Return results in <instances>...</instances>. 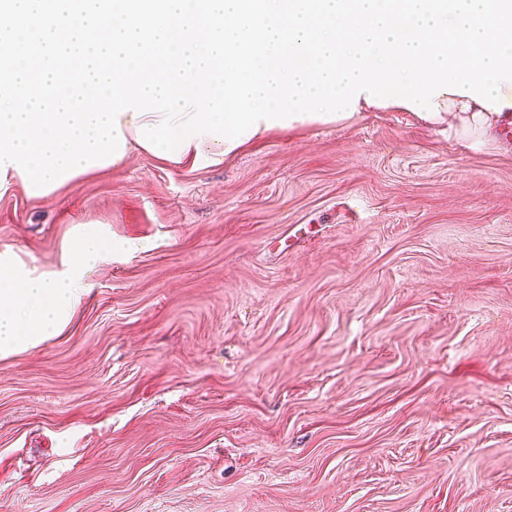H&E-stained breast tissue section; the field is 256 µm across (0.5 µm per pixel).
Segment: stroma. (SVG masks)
<instances>
[{"instance_id":"obj_1","label":"stroma","mask_w":512,"mask_h":512,"mask_svg":"<svg viewBox=\"0 0 512 512\" xmlns=\"http://www.w3.org/2000/svg\"><path fill=\"white\" fill-rule=\"evenodd\" d=\"M97 264L0 358V512H512V149L414 113L0 190V251Z\"/></svg>"}]
</instances>
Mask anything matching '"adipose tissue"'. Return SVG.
Here are the masks:
<instances>
[{"label": "adipose tissue", "instance_id": "1", "mask_svg": "<svg viewBox=\"0 0 512 512\" xmlns=\"http://www.w3.org/2000/svg\"><path fill=\"white\" fill-rule=\"evenodd\" d=\"M502 112L484 108L466 96L438 97L434 124L448 128L450 139L468 148L484 145L504 122H512V87L503 86ZM132 241H116L97 227L85 226L70 241L69 258L52 273H42L16 254L0 253V356L36 345L55 335L81 302L85 276L98 262L119 253H132Z\"/></svg>", "mask_w": 512, "mask_h": 512}]
</instances>
